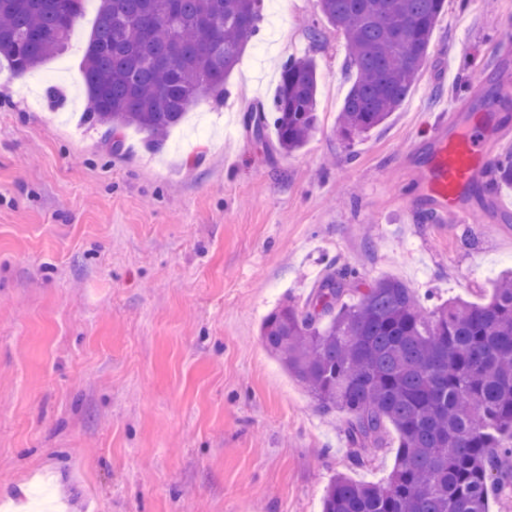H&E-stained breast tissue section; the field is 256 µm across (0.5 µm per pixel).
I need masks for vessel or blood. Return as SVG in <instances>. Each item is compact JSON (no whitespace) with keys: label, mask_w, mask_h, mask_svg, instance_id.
I'll use <instances>...</instances> for the list:
<instances>
[{"label":"vessel or blood","mask_w":512,"mask_h":512,"mask_svg":"<svg viewBox=\"0 0 512 512\" xmlns=\"http://www.w3.org/2000/svg\"><path fill=\"white\" fill-rule=\"evenodd\" d=\"M494 160L482 141L436 130L423 164V195L426 214L436 224L467 222L470 212L465 199L479 172Z\"/></svg>","instance_id":"b4317fda"}]
</instances>
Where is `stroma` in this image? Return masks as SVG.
I'll return each mask as SVG.
<instances>
[{
  "instance_id": "1",
  "label": "stroma",
  "mask_w": 512,
  "mask_h": 512,
  "mask_svg": "<svg viewBox=\"0 0 512 512\" xmlns=\"http://www.w3.org/2000/svg\"><path fill=\"white\" fill-rule=\"evenodd\" d=\"M446 0L401 108L345 141L344 39L281 0L227 79L161 149L85 121L82 61L98 0L67 49L21 76L0 64V512H321L329 480L379 483L396 436L355 467L346 416L323 413L264 348V316L326 273L396 278L433 307L482 301L512 268V189L480 178L469 223L423 218L422 165L443 118L496 100L486 146L512 145V0ZM312 57L318 128L284 153L254 140L283 62ZM474 75L457 92L460 73Z\"/></svg>"
}]
</instances>
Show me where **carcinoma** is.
<instances>
[{
	"instance_id": "obj_1",
	"label": "carcinoma",
	"mask_w": 512,
	"mask_h": 512,
	"mask_svg": "<svg viewBox=\"0 0 512 512\" xmlns=\"http://www.w3.org/2000/svg\"><path fill=\"white\" fill-rule=\"evenodd\" d=\"M263 0H100L82 70L88 120L112 146L135 127L158 148L185 112L224 84L263 21ZM445 0H318L344 37L355 80L336 130L351 140L387 123L422 76ZM84 0H0V62L23 75L66 46ZM220 41H211V30ZM312 58L282 66L270 109L246 126L279 148L303 147L318 128ZM492 189L512 187V150L488 169ZM261 339L325 412L344 411L358 467L399 438L382 483L332 478L321 512H489L512 492V269L482 302L452 297L427 310L406 283L360 284L330 273L299 305L272 310Z\"/></svg>"
}]
</instances>
